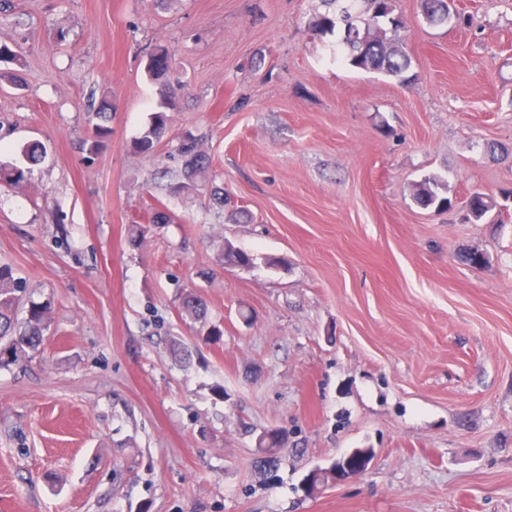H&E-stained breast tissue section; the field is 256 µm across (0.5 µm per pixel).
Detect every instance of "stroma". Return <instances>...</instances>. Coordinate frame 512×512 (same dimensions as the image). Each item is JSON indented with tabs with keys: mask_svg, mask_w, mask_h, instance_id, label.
<instances>
[{
	"mask_svg": "<svg viewBox=\"0 0 512 512\" xmlns=\"http://www.w3.org/2000/svg\"><path fill=\"white\" fill-rule=\"evenodd\" d=\"M394 5L405 83L344 63L311 28L320 0H10L0 163L27 175L0 182V264L20 310L50 312L41 350L0 369V512H512V0H457L441 25ZM157 47L185 87L137 154ZM188 132L210 166L174 195ZM432 176L451 210L414 202ZM475 190L491 222L465 221ZM158 203L170 222L146 224ZM267 429L285 443L259 473ZM360 448L364 472L305 489ZM110 104L104 102L102 105H99L97 108L94 103H91L88 110V122L92 125L93 134L88 139H85L80 144V150L83 154H86L84 158L87 160H92L93 156H97L99 153L102 139L108 134V127L102 125L98 121L107 120V110H109Z\"/></svg>",
	"mask_w": 512,
	"mask_h": 512,
	"instance_id": "35a3bbf8",
	"label": "stroma"
}]
</instances>
